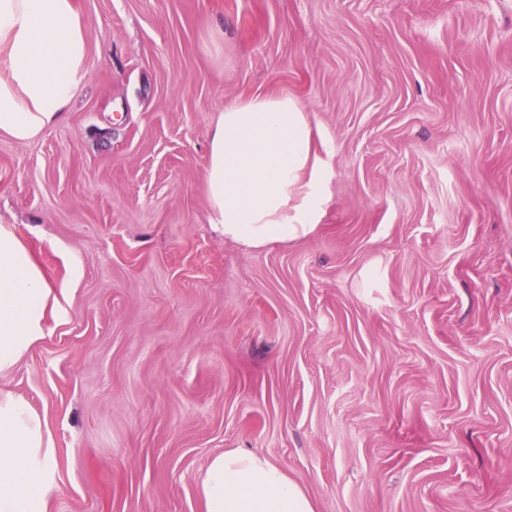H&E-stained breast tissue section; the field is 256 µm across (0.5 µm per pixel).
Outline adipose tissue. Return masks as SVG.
<instances>
[{
  "instance_id": "ef3b65f1",
  "label": "adipose tissue",
  "mask_w": 512,
  "mask_h": 512,
  "mask_svg": "<svg viewBox=\"0 0 512 512\" xmlns=\"http://www.w3.org/2000/svg\"><path fill=\"white\" fill-rule=\"evenodd\" d=\"M88 40L77 0H0V134L28 142L60 124L85 77ZM326 170L313 150L311 115L285 95L258 96L220 112L208 147L210 222L260 247L311 233ZM54 286L13 225L0 224V373L62 314ZM55 451L42 418L0 393V512H48ZM202 512H315L302 486L267 458L227 451L209 461Z\"/></svg>"
}]
</instances>
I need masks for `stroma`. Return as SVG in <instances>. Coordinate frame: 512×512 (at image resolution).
<instances>
[{
  "label": "stroma",
  "instance_id": "stroma-1",
  "mask_svg": "<svg viewBox=\"0 0 512 512\" xmlns=\"http://www.w3.org/2000/svg\"><path fill=\"white\" fill-rule=\"evenodd\" d=\"M59 126L0 135V224L66 313L0 391L46 417L49 512H200L216 454L316 512H512V0H78ZM285 94L309 235L209 220L225 107Z\"/></svg>",
  "mask_w": 512,
  "mask_h": 512
}]
</instances>
